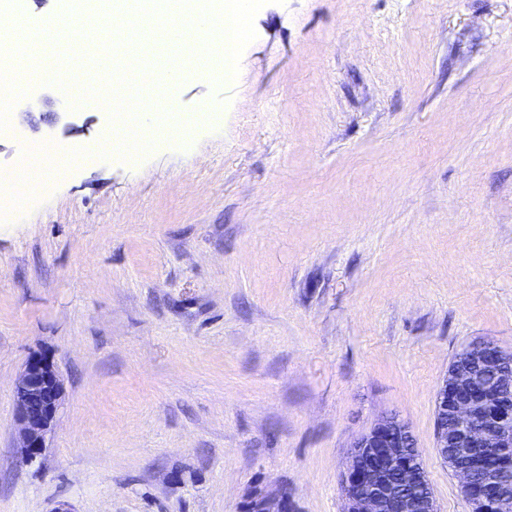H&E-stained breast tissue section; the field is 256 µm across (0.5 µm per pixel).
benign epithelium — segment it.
<instances>
[{"mask_svg":"<svg viewBox=\"0 0 512 512\" xmlns=\"http://www.w3.org/2000/svg\"><path fill=\"white\" fill-rule=\"evenodd\" d=\"M512 350L492 341L460 352L435 395L436 450L466 458L452 461L463 492L474 493L482 512H512ZM17 447L28 460L45 448L63 404L52 361L31 357L15 386ZM346 512H437L423 459L409 424L396 414L381 418L354 442L341 482ZM245 512H288V495L256 490Z\"/></svg>","mask_w":512,"mask_h":512,"instance_id":"7a95c632","label":"benign epithelium"}]
</instances>
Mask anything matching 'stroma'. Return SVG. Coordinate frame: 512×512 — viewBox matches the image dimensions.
<instances>
[{
    "mask_svg": "<svg viewBox=\"0 0 512 512\" xmlns=\"http://www.w3.org/2000/svg\"><path fill=\"white\" fill-rule=\"evenodd\" d=\"M253 26L235 78L181 84L188 138L143 156L87 161L113 132L69 106L95 61L16 102L0 173L72 163L0 225V512H243L255 489L345 512L350 447L390 413L437 512H469L435 394L463 347L512 350V0H267ZM40 354L64 403L27 462ZM16 448L35 460L45 448L63 404V386L52 361L32 356L15 386Z\"/></svg>",
    "mask_w": 512,
    "mask_h": 512,
    "instance_id": "1",
    "label": "stroma"
}]
</instances>
